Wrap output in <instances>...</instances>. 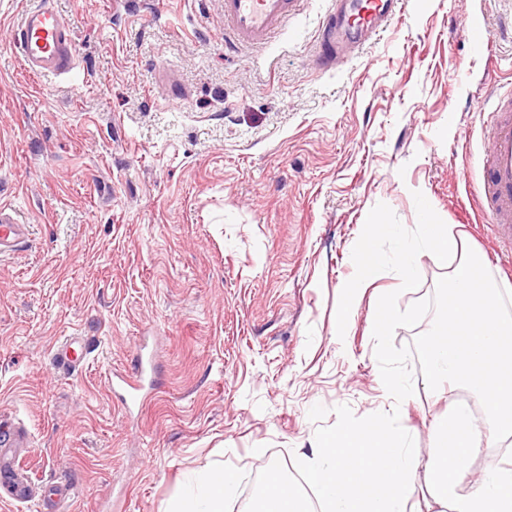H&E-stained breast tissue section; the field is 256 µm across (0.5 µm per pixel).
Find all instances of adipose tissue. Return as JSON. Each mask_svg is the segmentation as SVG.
Returning a JSON list of instances; mask_svg holds the SVG:
<instances>
[{
    "instance_id": "1",
    "label": "adipose tissue",
    "mask_w": 512,
    "mask_h": 512,
    "mask_svg": "<svg viewBox=\"0 0 512 512\" xmlns=\"http://www.w3.org/2000/svg\"><path fill=\"white\" fill-rule=\"evenodd\" d=\"M424 245L440 263L452 254L460 258L444 285L453 298L448 318L423 345L428 376L440 389L476 394L483 406L482 415L455 411L437 423L425 465L426 490L434 503L453 512H512V469L498 466L478 476L471 470L485 439L512 435V319L501 310L500 290L475 278L480 256L464 255L461 239L444 225H425L421 242L401 244L400 281L413 275ZM234 489L233 473H205L168 512H223Z\"/></svg>"
}]
</instances>
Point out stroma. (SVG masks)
Instances as JSON below:
<instances>
[{
  "mask_svg": "<svg viewBox=\"0 0 512 512\" xmlns=\"http://www.w3.org/2000/svg\"><path fill=\"white\" fill-rule=\"evenodd\" d=\"M33 2L0 0V207L29 226L0 252V420L27 434L22 467L75 489L67 512H167L210 470L236 476L224 512H248L274 467L315 502L296 461L317 429L340 405L390 409L378 293L404 310L450 272L422 252L401 290L397 240L447 225L512 304V256L476 193V108L512 87V0H404L326 72L312 60L330 0L230 55L223 0H53L76 64L48 80L12 45ZM375 213L399 235L376 239L367 282ZM69 337L87 353L74 371L53 358ZM142 354L153 370L128 412L108 378ZM411 367L400 423L425 455L435 418L479 401L437 399Z\"/></svg>",
  "mask_w": 512,
  "mask_h": 512,
  "instance_id": "35a3bbf8",
  "label": "stroma"
}]
</instances>
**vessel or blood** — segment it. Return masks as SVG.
Returning <instances> with one entry per match:
<instances>
[{"label":"vessel or blood","instance_id":"b4317fda","mask_svg":"<svg viewBox=\"0 0 512 512\" xmlns=\"http://www.w3.org/2000/svg\"><path fill=\"white\" fill-rule=\"evenodd\" d=\"M300 0H224V36L232 47L267 43L285 27ZM400 0H332L322 22L320 47L315 65L332 68L340 52H355L399 16ZM14 45L25 68L41 78L68 75L75 67V44L65 17L40 0L25 10L13 32ZM512 95L497 96L491 111H479L487 132V167L478 196L496 222L498 240L512 252V113L506 112ZM26 225L0 208V247L19 241ZM59 365L73 369L84 359L77 341L66 339L56 350ZM0 487L11 499L24 501L28 495L23 478L0 456Z\"/></svg>","mask_w":512,"mask_h":512}]
</instances>
